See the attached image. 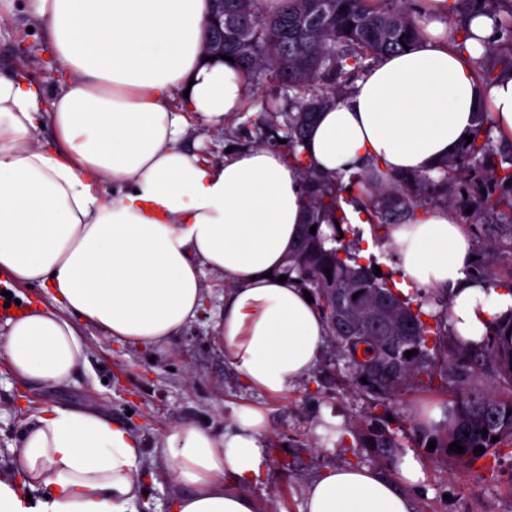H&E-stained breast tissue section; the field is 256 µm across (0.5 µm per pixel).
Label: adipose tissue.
Returning a JSON list of instances; mask_svg holds the SVG:
<instances>
[{
	"label": "adipose tissue",
	"mask_w": 512,
	"mask_h": 512,
	"mask_svg": "<svg viewBox=\"0 0 512 512\" xmlns=\"http://www.w3.org/2000/svg\"><path fill=\"white\" fill-rule=\"evenodd\" d=\"M456 7L419 0L414 45L379 56L318 116L303 148L317 174L349 176L369 163L391 175L430 171L484 105L512 139V72L490 84L476 74L493 22L473 13L469 39L454 47ZM29 8L63 85L46 110L38 85L0 76V274L39 286L52 305L8 320L0 357L23 378L61 383L86 361L81 327L163 345L195 320L209 272L228 283L217 324L225 358L247 386L287 391L315 368L329 332L300 283L280 278L310 221L306 184L302 165L270 147L210 164L180 144L189 116L222 123L247 90L233 63L204 59L208 0H29ZM47 126L49 147L39 136ZM105 180L114 186L106 197L96 190ZM388 232L402 292L447 289L462 339L481 341L486 321L512 310L507 289L467 280L472 241L454 210L419 208ZM261 423L243 407L231 430L189 424L166 435L161 452L180 487L171 512H257L244 489L270 470ZM142 458L139 439L97 411L42 409L17 449L23 484L0 481V512H135ZM395 473L325 470L308 484L304 512H413L421 464L406 454Z\"/></svg>",
	"instance_id": "1"
}]
</instances>
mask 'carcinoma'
<instances>
[{
	"label": "carcinoma",
	"instance_id": "1",
	"mask_svg": "<svg viewBox=\"0 0 512 512\" xmlns=\"http://www.w3.org/2000/svg\"><path fill=\"white\" fill-rule=\"evenodd\" d=\"M459 4L467 15L479 8L492 16L499 38L487 51L512 56V0ZM418 33L414 0H396L391 7L384 0H282L277 11L267 9V0H224V54L248 78L269 74L282 87L302 94L288 110L283 136L288 157L299 164L304 159L298 149L317 114L346 94L370 62L413 45ZM491 129L489 113H478L472 142L446 157L435 174L386 175L371 164L345 183L341 175L305 172L312 221L288 255L286 273L296 276L320 306L336 347L354 368L353 385L383 408L363 420L356 434L384 462L392 461L401 447L386 417L392 398L437 381L454 392L449 419L434 430L412 424L418 447L433 440L436 450L460 467L474 469L512 446V312L493 320L481 342L463 341L447 326L446 290L431 289L440 311L425 313L372 267L359 263L346 246H326L336 236L325 235L321 221L330 220L333 230L345 222L338 212L346 191L356 195L354 203L369 214L371 224H404L415 209L433 200L452 209L470 207L477 251L468 275L488 288L503 286L512 293V281L499 279L494 271L502 263L512 265V150L496 148ZM357 292L371 304L349 307L352 329L345 338L336 327V298ZM408 350L416 354L404 356ZM494 436L498 441H492ZM454 441L465 447L464 453L449 449ZM477 446L485 448L480 455L474 453Z\"/></svg>",
	"mask_w": 512,
	"mask_h": 512
}]
</instances>
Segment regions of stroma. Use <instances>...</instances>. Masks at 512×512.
<instances>
[{"label":"stroma","mask_w":512,"mask_h":512,"mask_svg":"<svg viewBox=\"0 0 512 512\" xmlns=\"http://www.w3.org/2000/svg\"><path fill=\"white\" fill-rule=\"evenodd\" d=\"M61 70L28 0H0V75L23 74L41 87L43 101L49 104L59 91ZM270 101L282 108L288 103L287 93L272 79L250 87L241 111L225 117L223 124L193 123L182 143L210 162L223 160L229 148L238 152L272 146L264 111ZM342 242L363 251V264L380 267L387 282H397L382 226L347 225ZM204 285L206 302L196 320L164 346L118 344L95 330H84L86 363L65 383L24 379L0 358V479H18L15 450L26 423L52 405L102 411L139 438L144 467L153 478L137 512H169L174 486L159 454L164 436L184 424L223 431L243 406L261 411L265 418L261 439L271 472L265 491L256 495L258 512H303L307 483L327 468L361 463L391 474V466L357 439L355 428L372 413L373 403L353 387V371L336 347L324 342L313 374L284 394L248 387L225 361L224 339L216 327L226 284L209 275ZM451 400V392L417 387L391 405L401 426L400 441L423 466L424 480L413 494L414 512H512V454L500 453L486 467L466 471L451 458L414 446L411 422L431 410L447 409Z\"/></svg>","instance_id":"obj_1"}]
</instances>
